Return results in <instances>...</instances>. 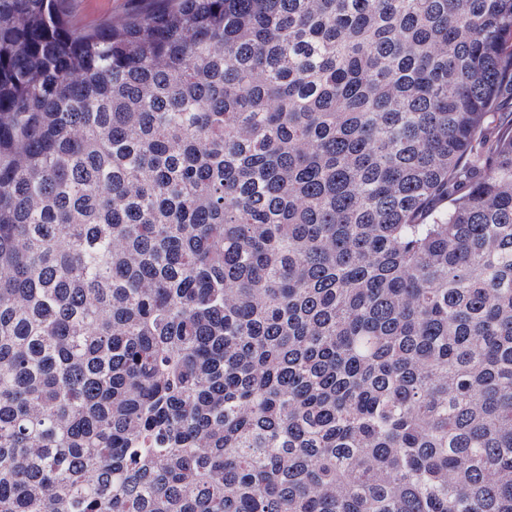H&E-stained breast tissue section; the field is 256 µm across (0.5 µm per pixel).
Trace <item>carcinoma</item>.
I'll return each mask as SVG.
<instances>
[{"mask_svg": "<svg viewBox=\"0 0 512 512\" xmlns=\"http://www.w3.org/2000/svg\"><path fill=\"white\" fill-rule=\"evenodd\" d=\"M0 0V512H512V0ZM139 0H67L65 9L80 27L94 30L141 9Z\"/></svg>", "mask_w": 512, "mask_h": 512, "instance_id": "obj_1", "label": "carcinoma"}]
</instances>
